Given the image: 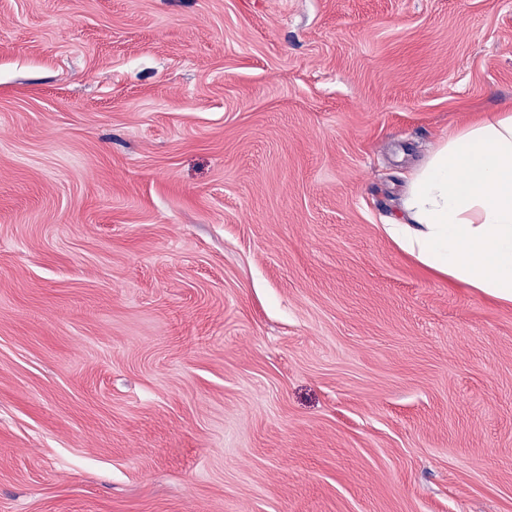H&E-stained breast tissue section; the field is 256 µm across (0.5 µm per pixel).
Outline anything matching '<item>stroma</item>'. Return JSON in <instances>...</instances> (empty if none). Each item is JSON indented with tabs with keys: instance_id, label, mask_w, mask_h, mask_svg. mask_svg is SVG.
Wrapping results in <instances>:
<instances>
[{
	"instance_id": "obj_1",
	"label": "stroma",
	"mask_w": 512,
	"mask_h": 512,
	"mask_svg": "<svg viewBox=\"0 0 512 512\" xmlns=\"http://www.w3.org/2000/svg\"><path fill=\"white\" fill-rule=\"evenodd\" d=\"M512 109V0H0V512H512V302L387 233Z\"/></svg>"
}]
</instances>
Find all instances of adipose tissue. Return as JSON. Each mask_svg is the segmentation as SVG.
Returning a JSON list of instances; mask_svg holds the SVG:
<instances>
[{"instance_id":"adipose-tissue-1","label":"adipose tissue","mask_w":512,"mask_h":512,"mask_svg":"<svg viewBox=\"0 0 512 512\" xmlns=\"http://www.w3.org/2000/svg\"><path fill=\"white\" fill-rule=\"evenodd\" d=\"M405 222L389 227L426 266L512 301V114L448 139L413 177Z\"/></svg>"}]
</instances>
